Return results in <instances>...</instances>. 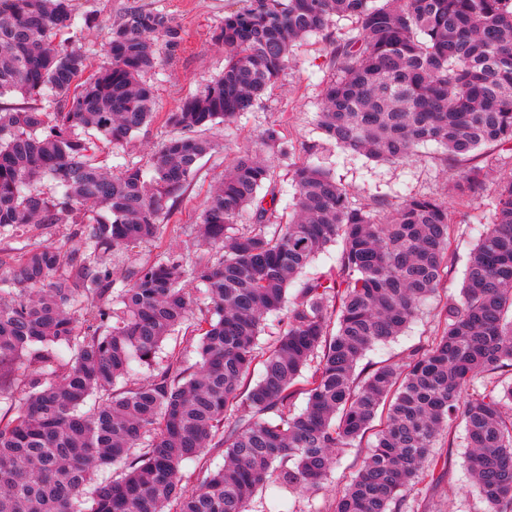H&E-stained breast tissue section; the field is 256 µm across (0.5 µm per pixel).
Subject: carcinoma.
<instances>
[{
  "label": "carcinoma",
  "instance_id": "carcinoma-1",
  "mask_svg": "<svg viewBox=\"0 0 512 512\" xmlns=\"http://www.w3.org/2000/svg\"><path fill=\"white\" fill-rule=\"evenodd\" d=\"M335 17L354 19L356 34L334 49L338 76L318 120L326 137L389 163L433 142L463 165L464 183L484 182L477 153L512 148V0H242L212 34L222 76L167 113L172 131L146 162L115 173L97 162L92 134L117 143L152 122L146 75L162 62L159 44H180L173 18L127 10L93 69L78 35L97 16L73 0H0V240L15 243L0 259V399L24 394L0 414V512H247L268 484L308 499L333 452L380 411L333 512H409L419 476L441 487L434 448L457 423L485 512H512V179L497 185L493 224L440 333L401 362L359 368L446 273L453 226L438 199L411 196L382 224L307 160L288 172L295 214L285 223L276 195H262L275 171L245 149L210 192L197 228L206 249L166 251L134 271L112 264L160 237L215 149L207 132L248 111L292 46ZM61 225L77 244L31 241ZM335 245L333 264L301 278ZM283 309V329L261 348L267 315ZM179 332L195 363L172 358L116 388ZM214 448L223 465L186 481L183 463ZM107 467L120 476L96 480Z\"/></svg>",
  "mask_w": 512,
  "mask_h": 512
}]
</instances>
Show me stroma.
<instances>
[{
	"label": "stroma",
	"instance_id": "obj_1",
	"mask_svg": "<svg viewBox=\"0 0 512 512\" xmlns=\"http://www.w3.org/2000/svg\"><path fill=\"white\" fill-rule=\"evenodd\" d=\"M237 5V0H76L81 12L96 14L100 20L97 28L82 34L83 48L92 64L103 59L111 23L130 8L167 12L176 21L182 37L180 49L151 76L156 90L154 121L124 144H102L99 161L112 167L126 161H146L170 133L164 123L166 113L174 111L187 94L202 89L223 71L224 50L213 42L212 32L223 21L225 11ZM354 28L353 20L339 18L330 24L326 34L312 35L297 45L278 85L261 95L235 124L219 125L211 131L216 149L201 160L196 178L178 200L176 214L164 226L159 240L117 257L116 262L120 267L134 269L168 250L191 257L197 249L196 226L209 190L222 177L234 155L244 148L266 152L279 177L275 193L278 210L284 215L292 211L294 188L283 176L292 163L304 160L311 152L317 153L337 181L348 189L352 204L373 210L378 219H385L390 206L405 197L438 198L447 202L454 225L452 267L441 280L438 293L421 304L409 327L394 340L367 353L366 363L376 365L402 360L410 349L434 340L447 299L459 293L469 254L480 232L493 221L496 185L512 178V151L496 146L483 150L477 162L488 177L462 199L456 190L461 165L447 162L434 145L421 146L408 162L391 164L341 150L327 141L318 127L322 91L335 71L332 51L336 42L350 36ZM272 127L280 130L283 145L269 151L261 136ZM463 435V429H455L450 440L440 441L437 448L438 455L448 460V496L429 495L425 483H418L408 496L415 512H484L485 504L475 495L466 470ZM368 446L364 440L340 449L325 488L310 499L299 500L269 487L253 498L249 512H311L315 507L320 512H331L334 489L342 487L360 466Z\"/></svg>",
	"mask_w": 512,
	"mask_h": 512
}]
</instances>
